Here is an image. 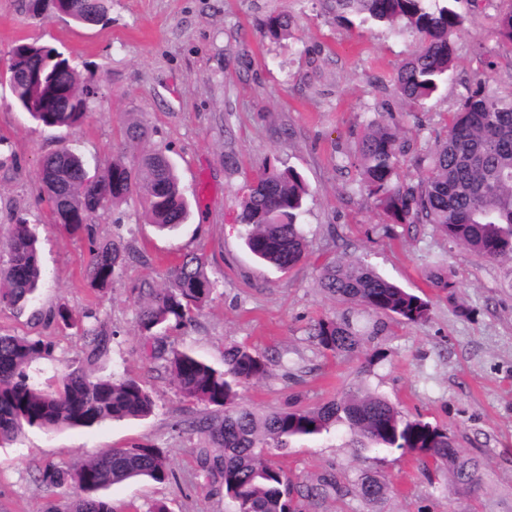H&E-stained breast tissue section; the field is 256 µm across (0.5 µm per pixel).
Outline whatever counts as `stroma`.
I'll return each mask as SVG.
<instances>
[{"instance_id": "obj_1", "label": "stroma", "mask_w": 512, "mask_h": 512, "mask_svg": "<svg viewBox=\"0 0 512 512\" xmlns=\"http://www.w3.org/2000/svg\"><path fill=\"white\" fill-rule=\"evenodd\" d=\"M107 7L103 22L79 25L50 8L30 17L27 0H0V72L13 45L28 39L63 52L80 85L102 90L81 125L50 130L19 111L0 81V237L15 217H25L40 232L42 266L35 300L0 306V334L52 341L53 360L34 367L42 385L54 387L81 359L83 340L52 321L51 312L61 306L76 318L94 312L116 336L93 374L140 381L156 406L143 419L29 428L0 443V512L63 507L65 492L46 491L41 468L135 445L162 449L177 479L109 486L102 496L112 512H148L158 501L169 512H232L195 460L207 441L192 424L211 407L180 396L137 326L135 287H165L166 270L188 253L204 259L216 286L191 325L166 332L167 346L219 369L233 344L276 357L267 376L241 389L242 403L260 413L290 401L312 408L361 386L405 417L447 428L462 453L482 462L480 486L471 492L453 487L446 469L425 471L412 454L356 451L346 428L335 426L269 457L294 483L311 484L331 471L347 487V495L317 508L300 501V512H512V262L477 257L429 224L386 223L356 166L357 143L376 113L402 124L408 152L399 175L409 181L471 91L481 85L512 93V45L492 36L512 0H460L465 22L455 37V70L421 108L410 107L394 87L414 37L338 20L322 0H107ZM277 13L293 20L280 39L263 33ZM136 123L148 126V139L123 141L122 130ZM65 146L76 148L99 177L113 161L165 150L191 204L188 223L175 234L160 233L133 196L100 213L92 236L52 225L40 167ZM267 167L295 169L310 188L307 257L287 272L257 261L236 221L248 186ZM118 237L135 255L111 286L92 289L90 242ZM339 258L363 261L426 297L429 320L409 324L337 304L320 277L323 263ZM439 265L456 284L453 294L430 283ZM345 314L363 335L361 351L323 353L313 336L316 322ZM366 474L388 483L381 500L358 497L355 485Z\"/></svg>"}]
</instances>
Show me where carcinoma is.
Here are the masks:
<instances>
[{
  "mask_svg": "<svg viewBox=\"0 0 512 512\" xmlns=\"http://www.w3.org/2000/svg\"><path fill=\"white\" fill-rule=\"evenodd\" d=\"M336 17L360 24H383L411 32L418 42L398 69L396 88L410 104L430 99L448 78L455 63L454 36L464 19L457 0H329ZM54 9L79 24L100 22L105 0H57ZM291 17H268L266 34L288 35ZM496 38L512 44V9L502 14ZM36 66L42 81L30 83L25 68ZM13 101L44 127H75L99 99L95 86H78L77 73L64 53L36 42L21 40L10 52L3 74ZM406 153L398 122L378 118L368 122L357 148V166L368 194L393 224H432L448 240L488 260L512 259V97L479 90L454 113L446 138L428 157L427 169L415 181L398 176ZM48 191L51 218L72 233L89 230L96 215L137 195L150 223L172 232L186 223L190 206L169 157L160 150L141 156L134 169L112 163L102 179L91 178L81 156L62 148L41 169ZM308 188L292 169H264L248 186L237 220L246 229L245 243L258 259L280 271H289L306 257L300 223ZM0 249L9 255L0 267V304L30 302L40 280L37 230L17 217ZM90 285L112 284L129 248L121 240H91ZM165 288H140L137 326L154 341V357L165 361L178 393L214 407V413L193 424L205 435L208 447L197 449V462L207 478L221 484L234 512H296V500L319 506L328 498L344 496V487L332 472L312 484L297 485L279 467L263 459L268 450L284 451L302 439L316 438L338 423L347 425L351 446L358 449L396 448L422 460L448 467L451 484L477 487L480 464L461 453L448 430L420 418L403 416L387 399L357 388L319 407L281 408L260 414L236 402L238 387L264 378L274 359L245 345L224 348L220 370L188 351L165 352L159 331L182 327L210 299L213 282L204 261L187 256L169 268ZM321 285L339 303L358 306L377 315L421 324L430 317L429 300L406 291L357 260H339L322 268ZM85 340V364L70 370L54 389L40 386L32 363L53 357L52 342L0 334V440L10 441L27 427L54 431L90 427L106 420L145 417L155 407L151 392L131 378H95L89 373L109 350L113 332L89 312L75 324ZM315 337L326 353L351 355L362 338L345 317L323 319ZM164 483L176 478L166 453L154 447L114 448L67 469L46 465L40 472L46 489L69 492L65 512H112L98 491L134 478ZM388 484L374 476L361 478L358 495L368 501L381 498Z\"/></svg>",
  "mask_w": 512,
  "mask_h": 512,
  "instance_id": "carcinoma-1",
  "label": "carcinoma"
}]
</instances>
